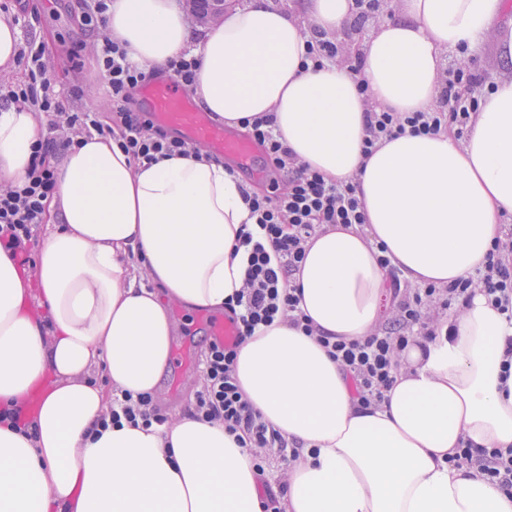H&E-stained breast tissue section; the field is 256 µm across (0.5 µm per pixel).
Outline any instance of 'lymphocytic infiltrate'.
<instances>
[{
  "label": "lymphocytic infiltrate",
  "instance_id": "obj_1",
  "mask_svg": "<svg viewBox=\"0 0 512 512\" xmlns=\"http://www.w3.org/2000/svg\"><path fill=\"white\" fill-rule=\"evenodd\" d=\"M95 55L109 77V105L112 122L100 112L88 109L68 112L61 94L47 73L43 46H29L25 55L28 80L0 87V100L27 106L34 111L57 114L51 133L38 136L23 184L0 189V247L22 268L32 264L31 248L44 222L45 204L56 190L54 168L49 157L72 145L77 134H98L116 140L133 161L150 167L160 159L196 152V144L173 136L157 126L149 113L131 108L141 87L168 73L185 89H192L199 68L195 57L182 55L168 63L164 71L146 72L132 64L118 42L103 40ZM490 89L466 65L448 61L438 90L439 104L427 112H388L368 105L365 111L364 155H371L386 138L404 133L434 135L452 131L456 140H465L480 101ZM249 136L261 146L270 162L264 193L243 192L253 227L243 229L238 245L245 253L242 289L224 303V311L237 327L236 342L227 346L210 340L199 365L202 386L187 414L206 423L223 424L252 460L257 472H264L270 456L284 463L296 461L300 452L267 423L245 398L235 376L238 346L262 326L287 321L306 335L315 328L299 308L300 297L290 283L305 256L309 240L319 232L339 224H366L364 207L352 181H335L312 170L286 146L274 128V118L264 115L249 124ZM392 312L388 326L376 329L361 341L324 336L321 344L329 356L347 373L358 405L377 406L394 382L402 352L414 340L430 341L437 334L440 315L451 306L481 291L489 303L512 317V228L504 230L489 252L483 270L445 286L429 284L411 287L393 278ZM168 416L148 393L125 392L115 397L108 411L93 425L95 434L127 423L144 428L162 427ZM451 461L454 466L477 468L493 484L512 489V448L465 447Z\"/></svg>",
  "mask_w": 512,
  "mask_h": 512
}]
</instances>
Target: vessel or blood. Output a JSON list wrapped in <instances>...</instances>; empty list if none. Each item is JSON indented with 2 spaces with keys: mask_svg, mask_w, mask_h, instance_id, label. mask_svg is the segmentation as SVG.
I'll return each mask as SVG.
<instances>
[{
  "mask_svg": "<svg viewBox=\"0 0 512 512\" xmlns=\"http://www.w3.org/2000/svg\"><path fill=\"white\" fill-rule=\"evenodd\" d=\"M149 112L160 127L174 131L186 140L205 145L217 155L231 160L239 169H249L253 158V145L239 139L215 123L210 113L200 111L173 79L152 84L147 89ZM200 318L209 336L231 343L236 334L230 319L201 312Z\"/></svg>",
  "mask_w": 512,
  "mask_h": 512,
  "instance_id": "b4317fda",
  "label": "vessel or blood"
}]
</instances>
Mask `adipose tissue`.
<instances>
[{
	"mask_svg": "<svg viewBox=\"0 0 512 512\" xmlns=\"http://www.w3.org/2000/svg\"><path fill=\"white\" fill-rule=\"evenodd\" d=\"M502 0H394L357 48L362 67L304 68L306 31L333 35L354 0H307L303 19L242 0L206 28L177 0H111L105 33L147 71L199 60L198 105L233 130L265 114L297 157L355 180L368 224L316 235L292 281L324 334L362 340L380 322L388 274L445 285L483 268L512 214V79L497 81L465 141L399 135L363 155L366 103L426 112L445 56L472 54ZM20 30L0 10V74L19 69ZM39 119L0 107V187L22 182ZM50 227L32 275L0 249V404L39 393L33 436L0 425V512H261L257 472L222 424L88 430L114 392L158 391L171 358L172 304L220 311L243 285L233 248L249 221L223 162L178 156L142 168L85 136L55 161ZM146 283H139V276ZM45 310L34 317L30 303ZM445 334L413 344L379 407L358 409L345 372L288 322L256 329L236 377L253 408L304 450L285 512H512V491L448 459L463 445L512 446V320L474 293ZM102 370L105 385L90 383Z\"/></svg>",
	"mask_w": 512,
	"mask_h": 512,
	"instance_id": "ef3b65f1",
	"label": "adipose tissue"
}]
</instances>
